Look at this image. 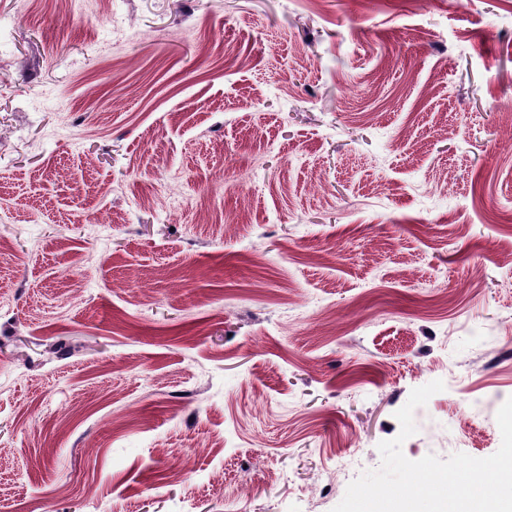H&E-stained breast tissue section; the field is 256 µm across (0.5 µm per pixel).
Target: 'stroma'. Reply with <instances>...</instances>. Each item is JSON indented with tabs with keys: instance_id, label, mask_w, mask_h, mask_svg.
I'll use <instances>...</instances> for the list:
<instances>
[{
	"instance_id": "obj_1",
	"label": "stroma",
	"mask_w": 512,
	"mask_h": 512,
	"mask_svg": "<svg viewBox=\"0 0 512 512\" xmlns=\"http://www.w3.org/2000/svg\"><path fill=\"white\" fill-rule=\"evenodd\" d=\"M512 0H0V512H333L501 445Z\"/></svg>"
}]
</instances>
